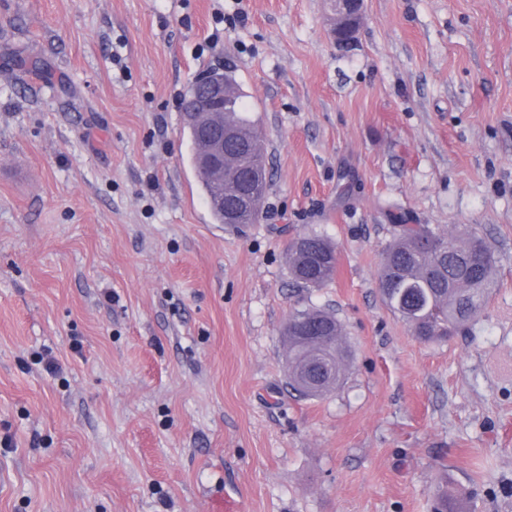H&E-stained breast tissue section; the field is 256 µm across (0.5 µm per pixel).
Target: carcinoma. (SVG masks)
<instances>
[{
  "instance_id": "carcinoma-1",
  "label": "carcinoma",
  "mask_w": 512,
  "mask_h": 512,
  "mask_svg": "<svg viewBox=\"0 0 512 512\" xmlns=\"http://www.w3.org/2000/svg\"><path fill=\"white\" fill-rule=\"evenodd\" d=\"M224 96V126L243 136L224 144L225 160L240 166L265 161L259 131L248 115L245 94L232 69L220 73ZM183 128L188 141V163L197 170L201 194L210 199L219 187L198 170L196 160L201 138L194 115L185 107ZM253 192L252 209L231 221L227 212L211 209L214 221L232 230H242L259 221L267 192L266 182L257 187L237 180L224 183V207L242 193ZM288 269L294 280L318 288L334 276L338 257L334 243L317 234H305L288 248ZM493 257L482 238L472 232L444 236L427 224H397L386 247L378 277L393 288L381 291L390 311L413 328L415 334L434 341L464 334L486 307L495 284ZM282 336L288 354V384L299 395L318 397L339 386L351 359L343 327L331 313L301 310L293 313Z\"/></svg>"
}]
</instances>
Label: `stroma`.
<instances>
[{
  "instance_id": "1",
  "label": "stroma",
  "mask_w": 512,
  "mask_h": 512,
  "mask_svg": "<svg viewBox=\"0 0 512 512\" xmlns=\"http://www.w3.org/2000/svg\"><path fill=\"white\" fill-rule=\"evenodd\" d=\"M0 0V512H512V0ZM231 63L269 189L212 223L181 102ZM496 269L464 336L385 305L399 221ZM337 246L303 288L287 246ZM341 321L333 393L285 384L293 310ZM336 15L332 30L336 45L349 47L356 43L364 13V0L332 1Z\"/></svg>"
}]
</instances>
